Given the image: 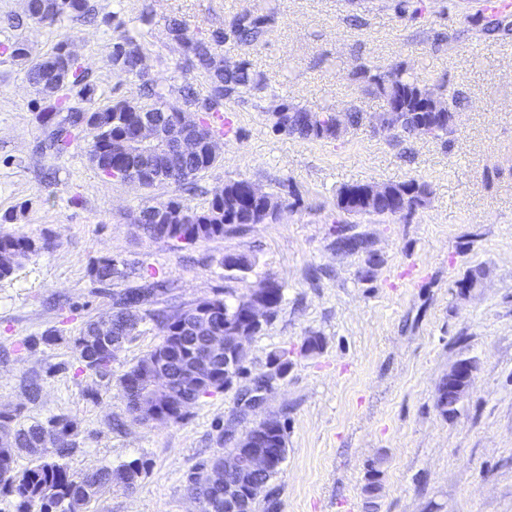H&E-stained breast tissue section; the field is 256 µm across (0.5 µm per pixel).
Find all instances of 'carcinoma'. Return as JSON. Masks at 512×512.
I'll use <instances>...</instances> for the list:
<instances>
[{
	"instance_id": "carcinoma-1",
	"label": "carcinoma",
	"mask_w": 512,
	"mask_h": 512,
	"mask_svg": "<svg viewBox=\"0 0 512 512\" xmlns=\"http://www.w3.org/2000/svg\"><path fill=\"white\" fill-rule=\"evenodd\" d=\"M30 5L24 11L25 18L37 23L52 25L65 17L70 28L53 49L45 56L32 60L28 46L16 42L4 47L11 57L24 63L27 82L35 88L44 101L43 123L45 126V148L60 154L75 139V131L83 124L96 123L103 128L99 142L89 146L87 156L107 178H113L112 169L127 167L112 151V142L127 134L137 122L139 113L159 106V126L169 133L174 127L176 114L183 109L198 113L199 128L206 136L216 139L224 136V108L226 102L243 93L263 89V78L248 64L239 63L231 68H220L224 62L218 48L226 44H256L266 33L268 18L263 15L243 13L234 17L224 28L214 30L208 36L189 38L186 35L187 23L178 18L167 19V30L171 39L184 50L187 59L210 84L209 95L201 99L192 84L187 83L179 90V99L162 107L167 102L163 93L146 86L147 101L130 104L119 100L104 106L92 107L89 102L95 93V85L89 72L72 59L69 44L79 37L81 25L88 22L94 8L90 0H63L62 9L50 20L39 16L40 0H28ZM507 11L480 9L464 16L466 22L481 28L492 37H507L512 34V23ZM144 58V47L134 35L124 33L114 43L111 64L112 72L118 77L139 73ZM357 75L367 84L370 92L384 100L385 111L400 112L404 117L401 134L405 137H425L420 129L424 121H429L436 112H458L463 98L459 93L442 98L434 91L420 85L406 75L404 69L392 67L386 71H374L366 66L358 69ZM271 114L276 117V131L303 140H334L338 124L344 127H360L368 121L364 113L352 109L337 116L330 111L310 112L294 102L276 105ZM218 156L203 153L184 159V166L195 174L175 183L181 190L193 188L199 178L212 169ZM392 187L424 205L430 195L429 184L411 177ZM361 184H344L336 192V208L350 217L390 216L392 204L387 200L364 202L356 197ZM205 204L192 207L178 195L165 201L142 208L144 222L139 224L148 237H155V225L169 224L168 240L191 246L198 242L220 238L224 235L243 231L248 224H266L275 219L268 211L271 202L266 197H253L247 190V180H228L206 192ZM179 209L194 212V221L182 224L176 219H159L161 214H173ZM338 244L351 251L367 254L365 277H371L377 261L373 258L370 243L363 237H342ZM47 241L37 244L24 235L0 234V278L12 275L20 261L32 254L49 248ZM127 264L106 259L93 268V276L100 284H110L114 280L129 278ZM234 288L227 285L224 296L215 295L195 303L185 304L172 294V289L164 280L153 277L130 285L112 294V311L84 322L73 345L79 355L82 369L101 379H111L112 362L116 353L112 343L104 342L94 335L98 321L107 319L112 323V335L121 336L130 342L138 335L140 324L148 320L161 333V342L130 366L119 378L118 385L136 386L146 390L150 386L149 373L156 359L158 349L174 343L181 337L186 345L181 347L177 363L170 368L175 395L183 400L198 401L224 389V375H199L190 372L192 347L188 343L196 336H207L224 331V324L237 321L236 302L230 300ZM211 313L209 326L196 328L188 325L189 315L200 310ZM460 402L456 393L448 390V384L441 387L437 406L446 415L456 412ZM16 414L0 411V426L10 427L9 437L0 439V494L14 500L15 512H90L91 504L112 489L125 493L134 492L144 471V462L139 459L122 462L117 466H101L94 470L77 473L71 471L65 459L79 446L77 425L66 415H55L44 423L28 426H15ZM264 447L285 461L287 440L284 424L273 421L271 433L267 434ZM25 453L31 459V466L23 471L15 468L16 458Z\"/></svg>"
}]
</instances>
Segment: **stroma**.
<instances>
[{"instance_id": "1", "label": "stroma", "mask_w": 512, "mask_h": 512, "mask_svg": "<svg viewBox=\"0 0 512 512\" xmlns=\"http://www.w3.org/2000/svg\"><path fill=\"white\" fill-rule=\"evenodd\" d=\"M95 17L72 46L98 86L100 106L139 101L144 84L167 99L205 80L166 31L186 21L191 36L222 28L234 15H267L256 45H225L227 64L250 63L261 91L232 99L224 114L220 160L199 181L205 190L249 179L268 192L288 185L276 220L180 248L147 237L132 218L175 195L162 184L143 190L106 179L88 160L91 134L63 153L41 151L43 104L5 45L26 43L32 57L50 52L64 26L7 16L24 0H0V233L51 240L0 279V409L18 423L65 414L80 430L67 463L86 471L140 458L147 469L134 493L112 492L97 512H192L188 478L223 454L224 432H243L266 415L284 422L288 453L256 512H512V38L493 39L465 23L478 0H423L420 14L395 11V0H94ZM153 21L143 24L142 11ZM142 36L143 71L114 76L113 39ZM404 66L420 84L460 92L452 148L425 138L350 128L333 141L276 132L267 110L288 98L312 112L357 109L374 116L383 101L358 78L359 66ZM429 183L426 203L407 217L365 216L350 225L367 235L378 264L339 250L344 216L336 190L345 183ZM249 256V272L229 279L225 255ZM104 258L136 263L167 280L181 301L232 286L243 293L271 278L283 286L277 315L254 336L247 374L201 398L178 423L109 428L126 407L115 382L160 341L140 326L112 363V381L80 369L72 339L112 306L111 287L92 269ZM481 270L470 295L457 287ZM60 330L61 340L44 335ZM308 336L324 340L306 356ZM284 350V382L252 410L241 392ZM474 360L469 389L448 416L438 388L457 361ZM378 489L365 490L370 476Z\"/></svg>"}]
</instances>
